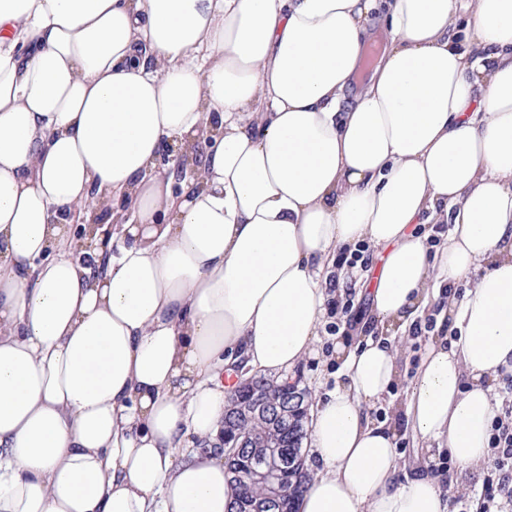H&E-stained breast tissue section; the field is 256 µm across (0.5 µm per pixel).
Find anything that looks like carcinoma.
<instances>
[{"label": "carcinoma", "mask_w": 512, "mask_h": 512, "mask_svg": "<svg viewBox=\"0 0 512 512\" xmlns=\"http://www.w3.org/2000/svg\"><path fill=\"white\" fill-rule=\"evenodd\" d=\"M291 391L299 395V403L291 414L293 430L287 432L274 418V412L287 408ZM265 396L270 406L267 412L255 406L253 396L245 388L235 390L224 408V440L231 442L241 434L251 441L247 454L229 465V469L238 473V476L230 477L235 490L230 512H272L266 505L274 492L281 497L288 496L285 512H295L296 502L310 480V473L305 467L303 442L307 435L308 410L313 404L311 393L298 383L288 386L280 380L268 383ZM284 450L293 456L295 467L287 472H278L268 480L255 478L256 471L269 465L270 455ZM243 482L248 486L249 501V507L244 511L238 508Z\"/></svg>", "instance_id": "obj_1"}]
</instances>
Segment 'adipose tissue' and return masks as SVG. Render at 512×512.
I'll use <instances>...</instances> for the list:
<instances>
[{"mask_svg": "<svg viewBox=\"0 0 512 512\" xmlns=\"http://www.w3.org/2000/svg\"><path fill=\"white\" fill-rule=\"evenodd\" d=\"M205 150L197 186L156 174ZM108 211L81 265L69 214ZM448 225L431 251L426 225ZM377 323L337 348L298 512H448L368 406L440 289L405 408L459 470L512 366V0H0V512H227L233 376L313 356L338 252Z\"/></svg>", "mask_w": 512, "mask_h": 512, "instance_id": "adipose-tissue-1", "label": "adipose tissue"}]
</instances>
